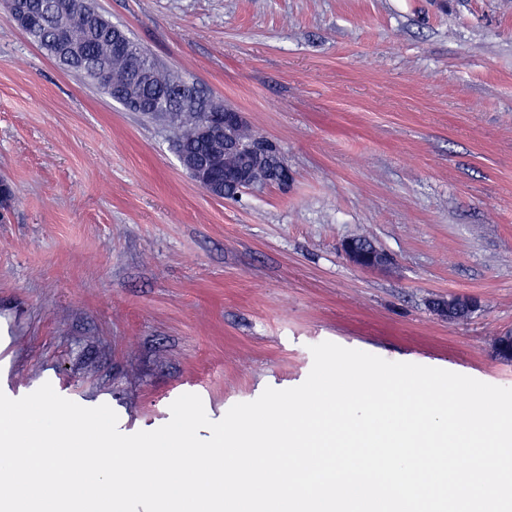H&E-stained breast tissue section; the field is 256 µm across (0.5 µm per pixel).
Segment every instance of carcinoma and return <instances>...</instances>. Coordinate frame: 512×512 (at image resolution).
Segmentation results:
<instances>
[{
	"label": "carcinoma",
	"mask_w": 512,
	"mask_h": 512,
	"mask_svg": "<svg viewBox=\"0 0 512 512\" xmlns=\"http://www.w3.org/2000/svg\"><path fill=\"white\" fill-rule=\"evenodd\" d=\"M28 10L33 14L27 26L29 39L62 70L94 82L125 109L166 125L181 163L212 154L216 145L198 133L200 123L208 116L206 109L212 107L211 99L157 62L148 81H133L126 59L112 49L116 25L98 11L92 0H28ZM181 86L187 87V96L171 98L170 91ZM236 141L273 153L270 162L252 168L254 187L284 183L288 169L275 145L247 127L238 129Z\"/></svg>",
	"instance_id": "carcinoma-1"
}]
</instances>
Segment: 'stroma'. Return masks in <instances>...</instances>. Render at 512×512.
I'll list each match as a JSON object with an SVG mask.
<instances>
[{
    "instance_id": "stroma-1",
    "label": "stroma",
    "mask_w": 512,
    "mask_h": 512,
    "mask_svg": "<svg viewBox=\"0 0 512 512\" xmlns=\"http://www.w3.org/2000/svg\"><path fill=\"white\" fill-rule=\"evenodd\" d=\"M95 2L290 180L210 195L0 10L1 392L48 383L130 435L185 393L217 421L299 386L323 341L512 387V0ZM362 233L393 265L346 259Z\"/></svg>"
}]
</instances>
